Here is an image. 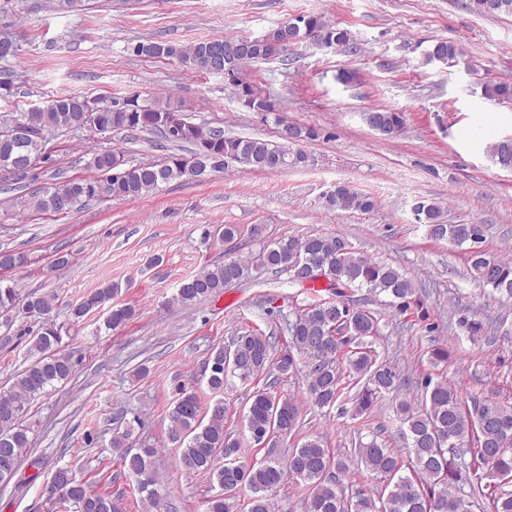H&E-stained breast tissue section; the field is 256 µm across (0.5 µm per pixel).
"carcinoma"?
Here are the masks:
<instances>
[{"instance_id":"obj_1","label":"carcinoma","mask_w":512,"mask_h":512,"mask_svg":"<svg viewBox=\"0 0 512 512\" xmlns=\"http://www.w3.org/2000/svg\"><path fill=\"white\" fill-rule=\"evenodd\" d=\"M465 6L477 15L512 14V0H466ZM290 23L295 25L298 38L308 30L319 32L324 47L353 44L348 29L323 14H308L282 21L257 37H216L190 45L139 41L130 50L136 56L176 60L210 75L214 71L210 63L214 51L241 45L245 53L224 82L239 101L246 102L244 108L248 111L271 114L276 111L275 103L246 78L245 71L255 63L283 55L288 47L285 27ZM459 55L455 44L439 41L426 54V61L446 63ZM482 95L511 101L512 83L487 84ZM87 103L83 96L61 94L26 114L1 115L0 183L15 182L38 163L49 160L53 135L86 126L100 133H154L181 152L169 154L161 164L130 165L118 150H96L88 163L94 174L69 179L56 175L54 181L31 193L27 206L36 214L66 216L80 202L101 199L102 187L113 200L149 195L163 184L188 177L190 172L195 179L204 180L224 171L231 162L264 172L313 163L300 148L301 143L317 137L311 128L299 126L294 142L274 145L260 139L227 136L222 129L189 121L175 107L141 103L137 95L103 103L98 111L90 110ZM364 121L372 130L391 138L402 130L405 117L401 112L376 109L364 113ZM487 154L499 168L512 171V141L489 143ZM325 205L368 212L375 200L338 184L325 196ZM415 214L433 238L467 246L470 271L477 280L496 293L512 296V260L491 256L481 248L484 225L446 224L440 207L423 201L416 204ZM258 261L263 267L288 273L295 283L309 282L314 292L308 304L288 322L291 346L279 357H273L270 337L258 329L239 333L227 345L212 349L205 376L208 389L216 396L213 404L203 406L199 395L182 384L174 389L168 439L177 445L182 471L206 475L217 484L218 491L206 500V512H233V499L243 489L248 492L247 512H275L273 492L287 480L303 482L309 488L305 512H472L473 500L481 497L489 501L491 512H512V490L503 489L512 483V406L481 395L464 399L448 382L435 381L429 375L421 379L417 399H402L395 410L411 466L410 477L401 474V456L376 436L358 441L350 458L333 456L320 437L310 436L284 462L268 456L250 465L244 463L239 435L225 426L227 408L221 395L229 378L248 383L273 369L287 375L297 369L302 358L313 405L330 411L338 403L350 402L352 415L361 416L384 394L399 389L401 381L398 369L378 360L368 347L367 338L376 334L378 319L357 306L349 293L365 288L383 294L400 315L407 314L415 304L411 278L390 264L361 255L341 235L280 238L263 246ZM246 273L242 259L209 267L182 283L171 304L186 307L217 297L224 289L242 282ZM321 279L330 290L327 296L315 290ZM118 292L112 284L97 289L69 309L70 320L78 322L110 302L106 328L124 325L133 316V309L114 303ZM58 303L55 292L22 295L13 281L0 283L1 310L26 304L25 312L41 322L30 339L28 352L33 361L14 376L8 388L0 390V485L4 487L14 479L22 458L32 447L34 427L26 422L32 403L74 372V355L62 347V327L53 316ZM458 325L471 340L493 328L491 322L472 321L464 315L459 317ZM345 370L363 381L353 394L343 382ZM299 418L296 400L277 396L267 386L257 388L247 401L243 431L256 445L274 448L276 439L294 429ZM132 434L129 426L114 434L111 447L120 451L123 469L144 494V500L157 509L162 499L161 481L154 467L157 449L152 445L133 446L129 442ZM353 464L364 468L378 484L357 485L346 491L344 481ZM483 467L498 478L496 488L489 493L484 492L481 482L463 478V474ZM48 493L56 512H118L112 498L77 477L75 465L70 463L55 469Z\"/></svg>"}]
</instances>
